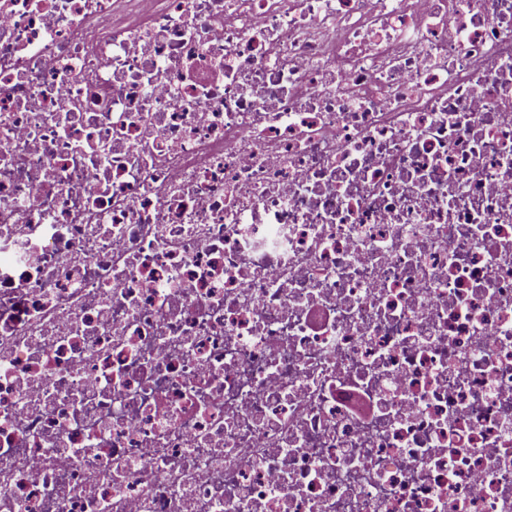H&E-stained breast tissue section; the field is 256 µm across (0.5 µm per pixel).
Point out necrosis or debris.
<instances>
[{"mask_svg":"<svg viewBox=\"0 0 512 512\" xmlns=\"http://www.w3.org/2000/svg\"><path fill=\"white\" fill-rule=\"evenodd\" d=\"M0 512H512V0H0Z\"/></svg>","mask_w":512,"mask_h":512,"instance_id":"obj_1","label":"necrosis or debris"}]
</instances>
